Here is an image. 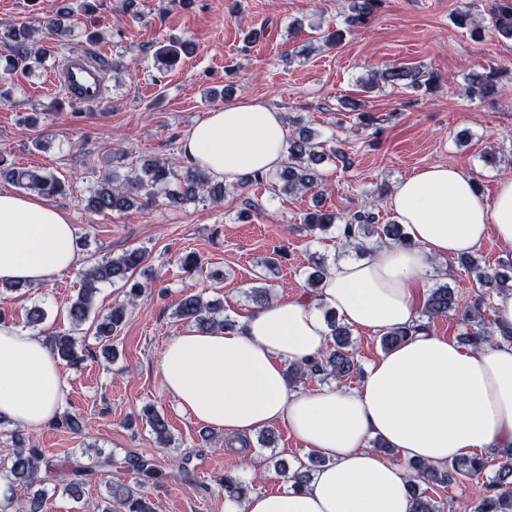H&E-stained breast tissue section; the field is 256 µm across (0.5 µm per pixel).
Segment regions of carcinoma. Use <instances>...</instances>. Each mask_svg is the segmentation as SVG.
<instances>
[{
  "label": "carcinoma",
  "mask_w": 512,
  "mask_h": 512,
  "mask_svg": "<svg viewBox=\"0 0 512 512\" xmlns=\"http://www.w3.org/2000/svg\"><path fill=\"white\" fill-rule=\"evenodd\" d=\"M382 2L383 0H353L351 12L344 19L346 30L367 24ZM491 23L500 36L512 39V0H503L495 6ZM43 27L51 35H60L69 30L64 24V17L60 14L46 15L43 18ZM4 34L13 42L12 55L5 59V69L8 71L30 69L32 61L39 62L50 53L45 46L40 47L35 53L32 52V48L28 46L30 32L25 26L13 25L4 30ZM178 58L179 50L174 47H164L155 55L158 69L162 71L173 68ZM436 82L437 76L434 72L419 67H386L358 80L366 92L382 83L406 88L415 94L432 91ZM495 86L493 72L473 73L468 77L466 94L471 99H484L494 92ZM327 158L322 142L317 140V134L306 126L297 127L288 135L286 159L281 168L271 176L254 173L247 177L246 181L261 183L270 178L285 194L309 192L319 186V165ZM0 181L44 197H54L65 190L64 182L54 173L17 167L1 156ZM173 181L177 182V192L171 197L175 203L195 201L205 196L213 200L224 197V185L212 182L211 174L207 171L189 166L179 173L166 162L148 159L140 168L124 175L116 170L105 172L85 199L86 206L95 212L117 213L128 211L135 206L141 208L155 201L158 193ZM303 224L312 234H327L333 228H338L336 239L339 240L340 248H353L357 257L363 256L367 252V245L372 242L400 245L407 242L404 228L400 224L394 220L382 224L380 215L368 209L357 210L346 217L328 209H319L308 213L303 219ZM145 260L146 251L134 248L119 256L103 259L79 272L80 288L76 297L67 306V317L72 325V332L50 334L46 340L55 357L69 365H77L85 360V354L73 333L80 330V327L89 320L94 325V337L101 354L107 359L113 357L112 336L125 321L126 306L124 302L119 301L109 311L96 314L95 298L102 286L119 282L125 286L127 297H138L146 285L133 280V275ZM460 264L479 285L489 286V291L498 296L512 295V265L494 269L476 253L461 258ZM328 270L329 265L325 258L321 257L313 262L306 284L310 294H318ZM490 300V295L481 294L477 301L467 304L454 289L446 284L439 285L432 288L426 298L423 316L427 321L419 324V327L428 329L437 318L458 315L468 326L466 341L469 345L477 347L494 340L497 334L495 322L486 321L483 314V309L489 307ZM223 310L224 307L218 300L206 302L200 294H188L179 302L176 315L198 327L223 330L233 326L230 319L221 317ZM327 325L329 342L323 354L310 363L288 366V378L293 384H303L312 378L332 379L339 384L361 372L355 357L356 351L349 326L337 320L333 313L327 315ZM411 333L412 330L407 328L389 331L380 336V345L383 350L389 351L405 342ZM142 419L145 420L159 447H167L170 432L164 415L154 406L148 405L143 409ZM493 452L495 472L488 480L484 479V473L489 460L478 454L461 458L446 466L411 463V512H444L439 502L426 495L421 484L447 485L463 478L480 484L471 512H512V447L495 448ZM124 463L135 476V483L139 486L156 482L162 477V470L158 468L155 458L148 453L130 454ZM325 465L324 458L312 456L309 458V464H301L293 470L282 463L277 464V467L285 479L303 485L317 467ZM65 466L71 467L75 476L84 471L83 466L71 462L67 457L54 464L44 459L42 449L23 448L13 454L9 466L0 469V478L13 482L22 481L28 486L35 482L43 485L52 484L61 487L63 494L78 500L82 496V481L72 479L63 485L57 482L60 468ZM248 491L249 486L240 478L228 473L224 475V495L228 499L239 502L246 497ZM94 512L155 510L137 489L129 485H115L111 487L105 505L94 507Z\"/></svg>",
  "instance_id": "carcinoma-1"
}]
</instances>
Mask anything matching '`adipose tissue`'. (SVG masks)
Segmentation results:
<instances>
[{
  "mask_svg": "<svg viewBox=\"0 0 512 512\" xmlns=\"http://www.w3.org/2000/svg\"><path fill=\"white\" fill-rule=\"evenodd\" d=\"M286 136L282 113L243 99L209 112L181 152L231 185L279 169ZM387 206L411 246L377 244L362 260H338L318 297H274L239 328L193 326L162 351L163 389L193 419L228 438L283 423L327 461L304 488L250 495L242 512H410L408 462L443 465L512 446V297L496 303L499 339L477 347L415 329L433 261L474 252L490 235L512 246V177L489 199L462 167L434 164L401 180ZM75 237L47 200L0 190V284L41 286L77 268ZM324 307L360 330L415 333L372 361L357 389L303 392L287 369L326 349ZM66 391L44 339L1 322L0 417L39 431ZM376 437L393 458L369 447Z\"/></svg>",
  "mask_w": 512,
  "mask_h": 512,
  "instance_id": "obj_1",
  "label": "adipose tissue"
}]
</instances>
